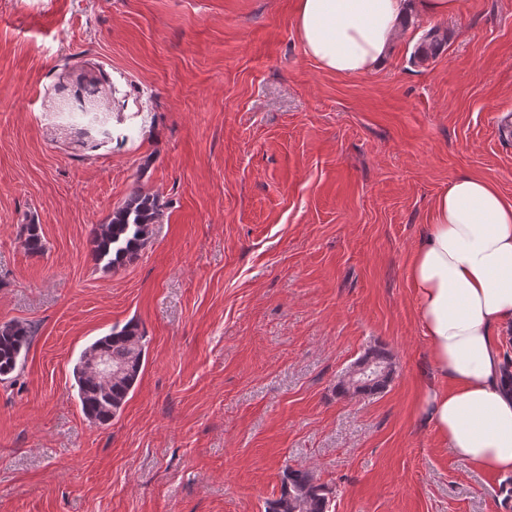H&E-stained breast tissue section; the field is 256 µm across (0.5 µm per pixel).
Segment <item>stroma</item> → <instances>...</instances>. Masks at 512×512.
I'll use <instances>...</instances> for the list:
<instances>
[{
	"label": "stroma",
	"mask_w": 512,
	"mask_h": 512,
	"mask_svg": "<svg viewBox=\"0 0 512 512\" xmlns=\"http://www.w3.org/2000/svg\"><path fill=\"white\" fill-rule=\"evenodd\" d=\"M296 7L0 0V322L34 329L0 381V512H264L289 468L332 512H512V477L458 460L418 411L433 371L407 274L452 179L512 199V0L415 14L357 76L304 52ZM432 28L440 49L414 58ZM90 69L106 121L48 111ZM137 190L163 216L102 270L92 231ZM131 321L143 367L99 426L73 368ZM376 345L387 388L337 395ZM85 85H91L95 88V90H97L98 87L102 86L100 88V91H97L99 95L93 98V100H91L88 103L86 107V112H109L111 107L110 97H112V87L107 84V77L103 72H99V75L94 76L83 75L76 78L75 81H72L67 85L61 86L58 89V93L61 99L60 102H64L63 105L66 107L64 95L70 93L73 90L77 91V89H80ZM19 240L23 249L31 255H40L45 251L46 243L39 224H21Z\"/></svg>",
	"instance_id": "1"
}]
</instances>
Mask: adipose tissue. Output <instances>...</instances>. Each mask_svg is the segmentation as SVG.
I'll return each mask as SVG.
<instances>
[{"label":"adipose tissue","instance_id":"adipose-tissue-1","mask_svg":"<svg viewBox=\"0 0 512 512\" xmlns=\"http://www.w3.org/2000/svg\"><path fill=\"white\" fill-rule=\"evenodd\" d=\"M410 0H298L305 53L326 72L355 76L385 60ZM408 276L437 382L420 410L467 465L512 476V201L478 176L434 200Z\"/></svg>","mask_w":512,"mask_h":512}]
</instances>
